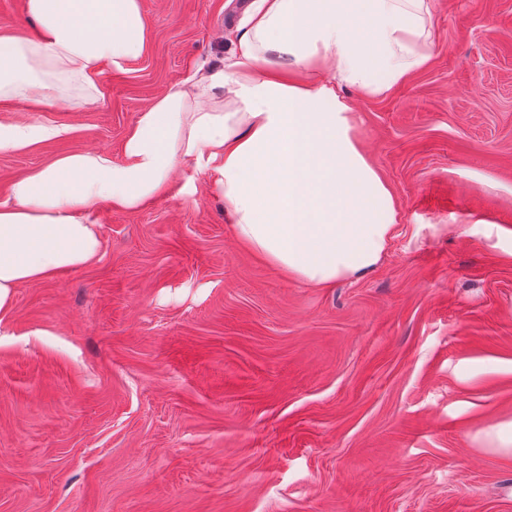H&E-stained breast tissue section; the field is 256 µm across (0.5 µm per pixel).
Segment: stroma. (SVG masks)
I'll use <instances>...</instances> for the list:
<instances>
[{"label":"stroma","mask_w":512,"mask_h":512,"mask_svg":"<svg viewBox=\"0 0 512 512\" xmlns=\"http://www.w3.org/2000/svg\"><path fill=\"white\" fill-rule=\"evenodd\" d=\"M143 54L99 96H0L13 181L124 159L139 113L224 67L249 0H140ZM429 65L346 88L400 219L358 280L298 283L178 168L137 211L98 202V260L17 289L0 322V512H512V0H434ZM194 179L197 191L182 186ZM61 132V129L43 125L0 127V153L24 149L37 140L58 136ZM486 436L501 455L512 457V422L490 427Z\"/></svg>","instance_id":"stroma-1"}]
</instances>
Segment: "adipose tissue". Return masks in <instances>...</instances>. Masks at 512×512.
I'll use <instances>...</instances> for the list:
<instances>
[{
    "mask_svg": "<svg viewBox=\"0 0 512 512\" xmlns=\"http://www.w3.org/2000/svg\"><path fill=\"white\" fill-rule=\"evenodd\" d=\"M431 4L253 0L223 70L140 112L124 162L73 152L13 181L0 202V318L17 288L98 259V201L138 210L186 165L223 198L237 239L291 279L326 287L373 270L399 212L337 88L382 96L423 68ZM25 10L38 31L0 36V95L46 101L65 83L91 102L103 64L123 68L145 49L140 0H25Z\"/></svg>",
    "mask_w": 512,
    "mask_h": 512,
    "instance_id": "adipose-tissue-1",
    "label": "adipose tissue"
}]
</instances>
